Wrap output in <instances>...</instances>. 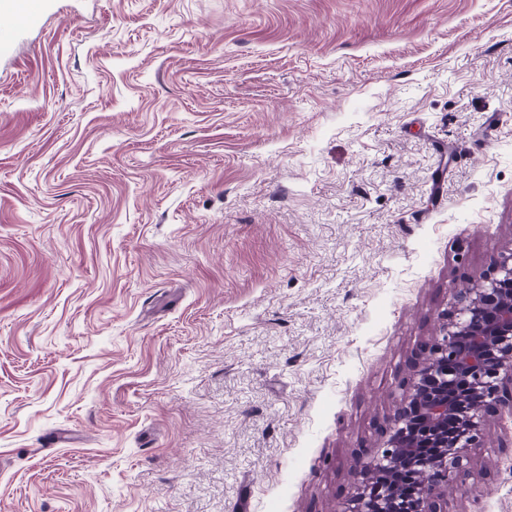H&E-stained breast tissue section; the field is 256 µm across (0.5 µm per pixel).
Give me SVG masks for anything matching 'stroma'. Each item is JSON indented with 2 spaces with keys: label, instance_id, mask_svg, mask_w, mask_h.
<instances>
[{
  "label": "stroma",
  "instance_id": "1",
  "mask_svg": "<svg viewBox=\"0 0 512 512\" xmlns=\"http://www.w3.org/2000/svg\"><path fill=\"white\" fill-rule=\"evenodd\" d=\"M511 248L512 0H54L0 58V512H350ZM448 512H512L508 412Z\"/></svg>",
  "mask_w": 512,
  "mask_h": 512
}]
</instances>
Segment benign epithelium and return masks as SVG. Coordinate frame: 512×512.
I'll list each match as a JSON object with an SVG mask.
<instances>
[{"mask_svg": "<svg viewBox=\"0 0 512 512\" xmlns=\"http://www.w3.org/2000/svg\"><path fill=\"white\" fill-rule=\"evenodd\" d=\"M512 415V250L482 284L460 292L380 455L357 460L351 512H444L448 484L471 462L483 413Z\"/></svg>", "mask_w": 512, "mask_h": 512, "instance_id": "benign-epithelium-1", "label": "benign epithelium"}]
</instances>
